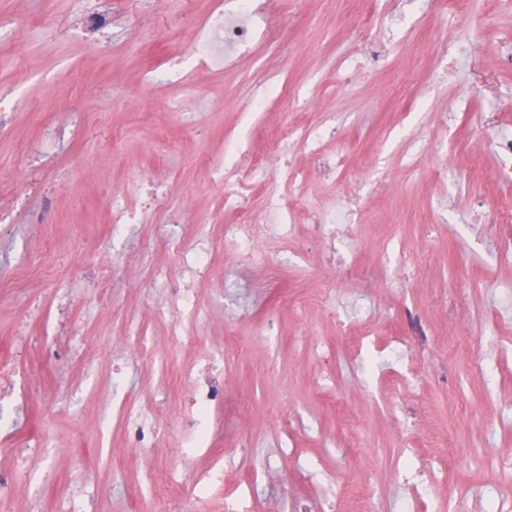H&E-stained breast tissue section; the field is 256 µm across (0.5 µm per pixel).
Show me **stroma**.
I'll return each mask as SVG.
<instances>
[{
	"instance_id": "obj_1",
	"label": "stroma",
	"mask_w": 512,
	"mask_h": 512,
	"mask_svg": "<svg viewBox=\"0 0 512 512\" xmlns=\"http://www.w3.org/2000/svg\"><path fill=\"white\" fill-rule=\"evenodd\" d=\"M211 0H112L121 25L111 39L47 40L45 24L74 23L71 0H0V17L21 19V36L0 40V94L22 104L0 129V358L12 360L13 388L0 397V448L46 442L51 473L18 477L0 512H58L61 489L94 476L93 512H153L142 496L144 471L123 455L126 437L112 420V403L129 398L171 419L189 390L182 371L196 365L202 346L220 347L234 370L224 389L216 448L248 438L246 466L266 470L256 489V512H448V488L433 485L425 499L403 489L400 473L450 470L466 487L464 512H495L512 501L493 450L512 453V263L497 241L480 235L476 214L512 209V168L501 166L495 133L512 136V0H471L491 7L478 54L465 52V30L426 13L424 0H371L373 29L358 34V0H272L268 16L288 14V30L256 54L226 59L223 68L197 70L190 87H148L142 74L156 57L191 55L188 32ZM164 43L148 54L147 33ZM366 61L367 72L346 81L338 61ZM288 100L245 116L250 98L271 80ZM318 93L321 110L307 101ZM334 117L337 139L325 153H342L356 178L351 186L318 174L310 156L289 148L305 187L299 215L355 197L366 214L353 240L362 265L344 303L317 300L320 277L335 250L303 235L289 250L271 243L250 265L224 249V188L212 170L228 141L242 140L243 168L254 177L245 200L262 216L268 190L288 193L274 168L260 167L282 127ZM433 144L415 170L403 169L408 138ZM42 180L14 183L19 163ZM163 190L166 213L195 238L209 231L212 262L187 273L198 295V339L168 344L155 310L168 305L157 271L172 269L164 224L125 229L135 262L113 270L106 302L91 293L84 272L108 241L115 191L141 211L140 183ZM406 241L409 279L371 290L367 275L381 266V243ZM44 293L46 307L25 311L10 290L17 274ZM234 278L236 287L224 286ZM63 282L57 302L49 283ZM430 324L424 352L410 376L399 374L398 352L356 351L340 325L358 319L372 340L402 332L406 310ZM275 319L279 333L265 335ZM140 326L165 347L162 361L133 359L121 383L107 371L74 364L75 353L107 359L112 339Z\"/></svg>"
}]
</instances>
